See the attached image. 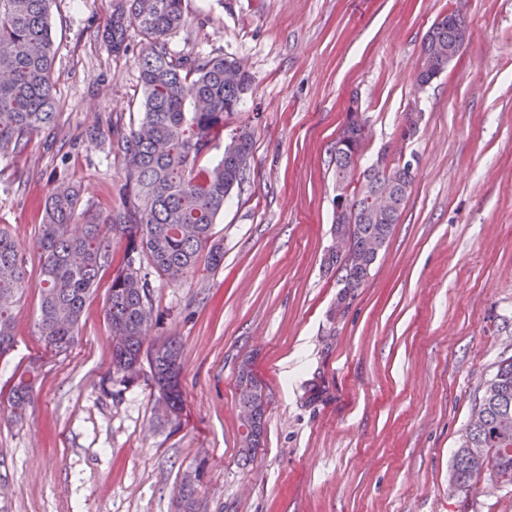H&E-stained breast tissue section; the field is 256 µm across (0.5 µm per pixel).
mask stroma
<instances>
[{
    "label": "stroma",
    "instance_id": "stroma-1",
    "mask_svg": "<svg viewBox=\"0 0 512 512\" xmlns=\"http://www.w3.org/2000/svg\"><path fill=\"white\" fill-rule=\"evenodd\" d=\"M459 11L469 38L422 95L426 32ZM168 40L183 55L237 59L252 75L227 129L254 136L241 189L218 217V268L181 284L152 277L148 345L181 344L184 406L164 416L148 365L112 370L104 316L114 268L87 298L76 343L38 335L46 197L78 190L80 212L120 205L113 131L139 117L138 56L112 54V0H53L55 124L0 153V228L31 286L0 355V512H176L202 470V512H512L488 476L450 491L453 455L485 380L512 355V0H184ZM369 119L359 167L379 153L419 161L399 224L363 288L336 310L331 160L350 99ZM422 121L400 141L408 113ZM250 359L269 404L264 443L239 459L237 366ZM38 376L24 418L10 398ZM201 473L195 470L194 475L187 474L183 477L178 493V511L196 512L195 491L197 482H200Z\"/></svg>",
    "mask_w": 512,
    "mask_h": 512
}]
</instances>
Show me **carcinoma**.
Masks as SVG:
<instances>
[{
    "label": "carcinoma",
    "instance_id": "cac0c4a2",
    "mask_svg": "<svg viewBox=\"0 0 512 512\" xmlns=\"http://www.w3.org/2000/svg\"><path fill=\"white\" fill-rule=\"evenodd\" d=\"M53 0H0V152L25 149L31 136L55 116L51 71L56 53L48 21ZM184 0H113L112 18L104 40L118 53L127 51L128 30L139 31L145 47L138 56L143 99L138 122L117 134L116 149L126 169L122 208L83 219L77 193L58 187L44 205L37 239L43 257L39 335L45 346L63 352L77 340L86 298L96 287L100 271L112 261V241L123 240L122 264L112 278L106 319L112 334V369L123 376L136 373L147 359L155 385L171 418L183 410L179 347L167 340L143 350L153 317L150 276L178 284L195 269L201 255L217 267L224 248L213 239V226L224 212V200L241 189L253 150L251 132L231 136L215 164L202 159L224 133V118L237 111L253 82H224V64L231 57L205 53L177 55L167 37L184 26ZM448 15L432 24L417 60L415 78L432 82L448 70ZM347 143L336 150L335 183L345 197L349 216L334 220L332 234L350 242L358 263L333 250L323 265L336 270L342 290L337 301L363 287L380 252L387 246L409 198L415 174L397 162L391 175L398 181V207L390 224H370L362 216L372 192L374 165L354 177L368 128L342 125ZM29 287L18 246L0 229V353L12 347L11 309ZM34 373L20 376L12 407L22 417L29 403ZM481 424L460 439L451 479L462 487L484 472L512 487V356L499 361L486 382ZM236 402L239 412L265 417L268 397L249 359L238 366ZM200 471L183 477L179 512H196L195 491Z\"/></svg>",
    "mask_w": 512,
    "mask_h": 512
}]
</instances>
